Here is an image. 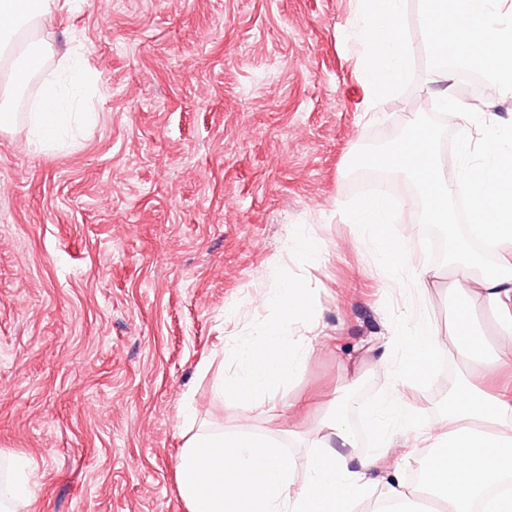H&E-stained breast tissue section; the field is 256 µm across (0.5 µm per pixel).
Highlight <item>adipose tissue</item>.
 Returning a JSON list of instances; mask_svg holds the SVG:
<instances>
[{
    "label": "adipose tissue",
    "instance_id": "1",
    "mask_svg": "<svg viewBox=\"0 0 512 512\" xmlns=\"http://www.w3.org/2000/svg\"><path fill=\"white\" fill-rule=\"evenodd\" d=\"M361 25V78L374 100L383 99L406 76L408 46L395 20L402 0H356ZM500 0H431L425 11L434 36V51L455 56L491 74L490 92L512 93V24L499 15ZM54 0H0V51L27 26L50 15ZM43 47L30 44L12 61L0 85V130L16 121L15 105L33 80ZM90 88L83 53L72 49L53 78L44 80L26 121L38 147L59 144L74 117L80 116ZM485 148L479 173L462 167L446 173L427 128L411 124L409 136L393 149L372 154L371 166L400 172L413 179L425 198L421 223L392 232L399 216L380 195L363 199L350 214L372 240L385 266L407 267L413 282L426 286L433 276L409 246L428 224L453 225L448 200L480 186L474 200L475 227L501 256L493 268L470 256L467 245H455L456 259L468 261L467 276L479 285L488 308L497 313L498 349L484 350L475 335L467 299L447 335H440L422 312H411L386 340L388 348L405 352L403 375L390 393L371 407L367 422L375 447L362 450L357 432L333 404L321 420L303 459L287 451L292 430L279 435L242 431L224 434L202 430L183 448L177 466L181 497L188 512H348L351 504L369 502V512H512V386L489 393L483 383L512 372V175L500 161L512 156V141L497 130L478 125L459 142L460 158L472 145ZM276 318L261 323L245 349L243 367L222 386V394L260 405L290 384L313 351L312 332L319 328L316 307L305 281L285 278L265 296ZM299 324L304 336H289ZM455 354L469 377L452 387L446 416L432 427L420 424L421 409L412 394L425 379L424 367L441 352ZM432 452L417 467L416 481H407L404 467L418 442Z\"/></svg>",
    "mask_w": 512,
    "mask_h": 512
}]
</instances>
